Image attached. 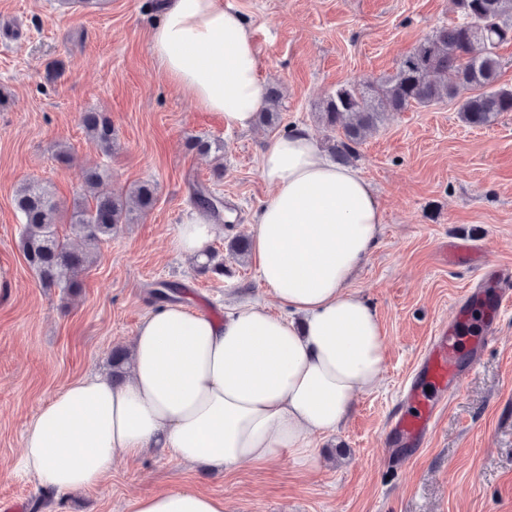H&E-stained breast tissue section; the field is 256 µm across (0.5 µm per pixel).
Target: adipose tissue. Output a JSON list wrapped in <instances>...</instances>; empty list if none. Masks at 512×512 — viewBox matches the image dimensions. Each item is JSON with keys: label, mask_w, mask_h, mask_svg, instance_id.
Returning a JSON list of instances; mask_svg holds the SVG:
<instances>
[{"label": "adipose tissue", "mask_w": 512, "mask_h": 512, "mask_svg": "<svg viewBox=\"0 0 512 512\" xmlns=\"http://www.w3.org/2000/svg\"><path fill=\"white\" fill-rule=\"evenodd\" d=\"M149 41L176 91L219 113L226 129L254 126L263 59L239 12L224 0H165ZM260 171L273 193L255 214L252 255L279 313L257 301L222 318L180 303L150 312L130 343L125 382L73 381L29 424L21 463L44 487L96 486L113 457L150 448L227 471L285 453L312 464L313 436L336 431L355 394L378 386L383 327L349 290L382 232L372 184L327 159L304 127L274 138ZM216 233L195 208L175 246L201 260ZM130 510L224 512V500L164 490Z\"/></svg>", "instance_id": "1"}]
</instances>
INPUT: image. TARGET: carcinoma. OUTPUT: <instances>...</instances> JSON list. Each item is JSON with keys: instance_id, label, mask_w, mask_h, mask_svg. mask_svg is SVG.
Masks as SVG:
<instances>
[{"instance_id": "carcinoma-1", "label": "carcinoma", "mask_w": 512, "mask_h": 512, "mask_svg": "<svg viewBox=\"0 0 512 512\" xmlns=\"http://www.w3.org/2000/svg\"><path fill=\"white\" fill-rule=\"evenodd\" d=\"M462 22L441 26L422 38L400 62L396 75L376 83H347L336 89L322 110L320 122L333 133L329 150L346 164L358 156L365 136L378 130L386 112H402L415 105L429 106L460 99L459 117L470 127L492 124L512 112V88L497 85L501 69L498 47L512 40V0H455ZM280 94L269 89L260 110L269 125L279 120ZM86 135L100 149L112 150L113 129L101 112L83 115ZM108 169L85 173V193L74 199L72 231L91 243L112 239L120 224H129L134 211L145 212L155 202L154 188L143 183L132 201L100 191ZM193 202L219 221L224 201L199 185ZM14 204L23 229L20 247L44 288H72L76 276L91 263L86 252L69 248L57 232L63 212L54 196L38 181L22 183Z\"/></svg>"}]
</instances>
